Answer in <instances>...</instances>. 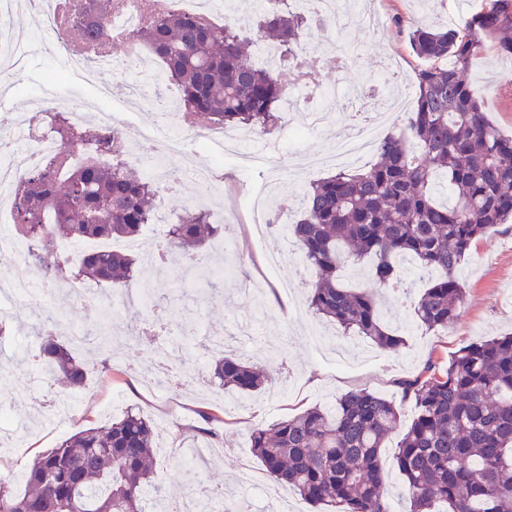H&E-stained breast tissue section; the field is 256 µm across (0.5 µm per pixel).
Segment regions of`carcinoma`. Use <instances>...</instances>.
Instances as JSON below:
<instances>
[{
  "instance_id": "carcinoma-1",
  "label": "carcinoma",
  "mask_w": 512,
  "mask_h": 512,
  "mask_svg": "<svg viewBox=\"0 0 512 512\" xmlns=\"http://www.w3.org/2000/svg\"><path fill=\"white\" fill-rule=\"evenodd\" d=\"M114 0H81L72 7L70 37L109 44ZM305 15L287 0H265L254 32L238 23L213 26L170 12L135 34L177 85L181 110L207 128L265 132L285 122L286 87L280 69L257 67L248 48L259 41L282 47V58L304 50ZM423 61L415 81L416 106L381 138L377 160L339 169L303 195L299 216L282 224L313 277L309 308L352 336L397 352L404 338L383 320L375 295L349 288L344 272L367 265L380 288L397 283L396 260L413 258L427 275L414 304L418 326L446 330L464 292L457 278L473 245L512 221V137L488 121L468 80L471 59L490 48L512 58V0H488L463 23L408 34ZM50 132L64 147L88 144L79 163L54 156L18 182L15 230L32 243L26 263L46 279L61 266L55 240L136 238L156 221L153 176L118 159L110 127L82 131L55 112ZM447 181L450 204L436 201ZM223 234L202 209L186 210L165 230L170 251L197 263L199 293L213 287L203 250ZM140 260L113 248L83 253L76 278L103 288L132 287ZM52 308L39 323L40 359L50 376L81 386L88 366L55 328ZM269 374L234 354L214 360L212 382L248 397ZM398 388L415 416L395 453L411 512H512V335L471 342L444 365L427 362ZM401 422L395 401L368 389L351 390L330 408L313 407L251 433V449L266 475L328 512H389L383 497L381 449ZM157 430L139 412L81 430L38 454L21 472L25 492L0 480V512H145ZM234 500L202 499L200 512H231Z\"/></svg>"
}]
</instances>
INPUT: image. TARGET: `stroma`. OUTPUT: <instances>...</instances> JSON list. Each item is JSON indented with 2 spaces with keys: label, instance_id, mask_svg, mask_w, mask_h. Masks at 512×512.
Masks as SVG:
<instances>
[{
  "label": "stroma",
  "instance_id": "stroma-1",
  "mask_svg": "<svg viewBox=\"0 0 512 512\" xmlns=\"http://www.w3.org/2000/svg\"><path fill=\"white\" fill-rule=\"evenodd\" d=\"M478 3L372 0L380 16L377 28L360 27L344 17L324 32L309 24L304 35L320 44L321 61L319 85L306 90V99L315 103L322 89L349 87L360 92L362 107L388 112V126L396 128L415 106L412 79L422 65L407 44L409 26L440 27L449 15L463 18L473 13ZM12 22L14 29L31 33L41 47L31 52L9 101L0 103V127L11 126L22 105L51 87L73 109L87 102L97 103L103 112L124 109L123 74L110 76L112 94L99 98L83 74L64 70L60 48L44 47L47 30L26 12L22 0L14 4ZM392 55L397 58L393 73H379V62ZM469 78L483 96L488 119L511 136L512 58L479 53L471 61ZM307 123L308 113L301 110L291 114L288 124L257 136L269 155L294 170V177L259 161L245 174L234 160L224 159V183L211 189L205 207L211 222L224 227L223 239L209 249L227 274L217 280L210 298H201L182 284L181 257L173 253L161 266L139 274L137 287L157 300L154 308L143 311L110 304L105 289L95 297L76 298L67 268L43 283L65 320L89 336L92 346L86 356L92 362L91 373L75 390L49 381L31 382L28 364L16 360L15 352L23 345L38 353L41 311L35 308L12 320L9 335L0 341V366L11 367L0 375V402L10 405L6 420L0 422V435L9 438L6 458L11 466L25 467L36 452L133 408L149 416L160 431L153 485L186 494L220 484L239 495L241 471L263 474L250 452L255 426L271 425L314 406H332L336 397L350 390L365 388L397 397L398 381L417 375L427 361L441 363L465 343L512 333V222L480 240L458 269L464 300L448 330L428 332L417 326L413 302L424 283L412 260H399L402 284L382 295L384 321L406 340L399 352H385L360 337L343 335L309 310L310 274L300 271V259L276 228L255 233L245 205L248 197L264 192L297 213L302 189L324 178V171L306 167L305 158L333 148L336 124L329 121L311 130ZM270 252L283 254L280 275L290 283L288 292L274 296L263 279L264 256ZM214 336L224 337L241 358L268 366L271 383L247 398L212 384L208 340ZM162 351L189 363L187 373L172 375L167 386L156 370ZM203 410L218 417L216 438L200 433ZM401 436V430H394L382 450L384 491L393 512H410L394 461Z\"/></svg>",
  "mask_w": 512,
  "mask_h": 512
}]
</instances>
